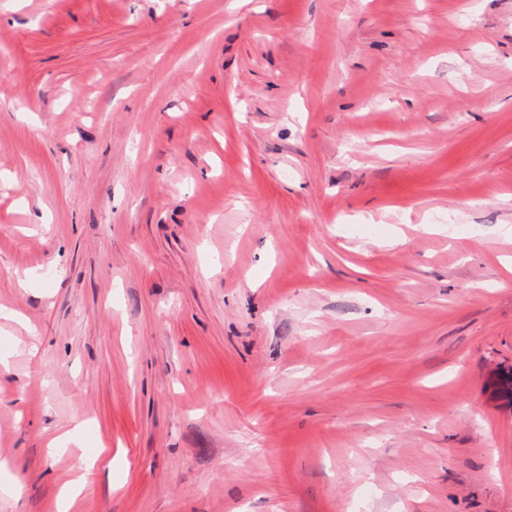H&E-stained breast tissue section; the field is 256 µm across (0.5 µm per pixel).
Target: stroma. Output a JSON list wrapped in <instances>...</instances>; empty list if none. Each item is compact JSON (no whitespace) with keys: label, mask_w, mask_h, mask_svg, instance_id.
<instances>
[{"label":"stroma","mask_w":512,"mask_h":512,"mask_svg":"<svg viewBox=\"0 0 512 512\" xmlns=\"http://www.w3.org/2000/svg\"><path fill=\"white\" fill-rule=\"evenodd\" d=\"M511 263L512 0H0V512H512Z\"/></svg>","instance_id":"1"}]
</instances>
